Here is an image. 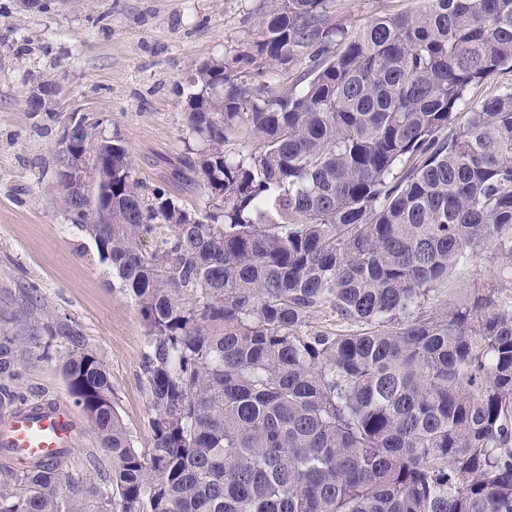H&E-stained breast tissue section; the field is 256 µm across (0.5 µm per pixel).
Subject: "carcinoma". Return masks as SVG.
I'll return each instance as SVG.
<instances>
[{
  "instance_id": "carcinoma-1",
  "label": "carcinoma",
  "mask_w": 512,
  "mask_h": 512,
  "mask_svg": "<svg viewBox=\"0 0 512 512\" xmlns=\"http://www.w3.org/2000/svg\"><path fill=\"white\" fill-rule=\"evenodd\" d=\"M264 2L256 37L190 77L199 147L172 182L202 180L205 210L148 189L117 140L88 148L85 193L57 184L143 320L150 448L79 329L1 325L0 410L61 341L86 460L112 472L5 465L0 512H512V293L425 311L459 264L512 265V87L468 99L512 66V0L353 34L334 0ZM326 305L362 328L304 331Z\"/></svg>"
}]
</instances>
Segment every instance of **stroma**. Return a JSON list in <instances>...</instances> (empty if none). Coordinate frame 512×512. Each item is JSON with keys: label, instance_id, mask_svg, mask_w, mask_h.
I'll return each instance as SVG.
<instances>
[{"label": "stroma", "instance_id": "stroma-1", "mask_svg": "<svg viewBox=\"0 0 512 512\" xmlns=\"http://www.w3.org/2000/svg\"><path fill=\"white\" fill-rule=\"evenodd\" d=\"M263 0H47L43 10L0 0V320L17 333L46 319L80 329L102 356L116 407L134 444L149 447L145 327L93 241L71 224L57 193L56 154L71 115L90 139H117L148 188L171 189L189 146L184 101L196 65L230 56L256 32ZM424 0H335L357 28L385 12L422 10ZM59 92L32 114L37 83ZM512 277L501 258L459 265L432 309L472 299ZM66 353L28 361L20 390L31 401H69Z\"/></svg>", "mask_w": 512, "mask_h": 512}]
</instances>
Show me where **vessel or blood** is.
Returning a JSON list of instances; mask_svg holds the SVG:
<instances>
[{"label": "vessel or blood", "instance_id": "b4317fda", "mask_svg": "<svg viewBox=\"0 0 512 512\" xmlns=\"http://www.w3.org/2000/svg\"><path fill=\"white\" fill-rule=\"evenodd\" d=\"M80 431L68 405L53 402L40 410L17 409L0 418V447L20 464H52L77 446Z\"/></svg>", "mask_w": 512, "mask_h": 512}]
</instances>
